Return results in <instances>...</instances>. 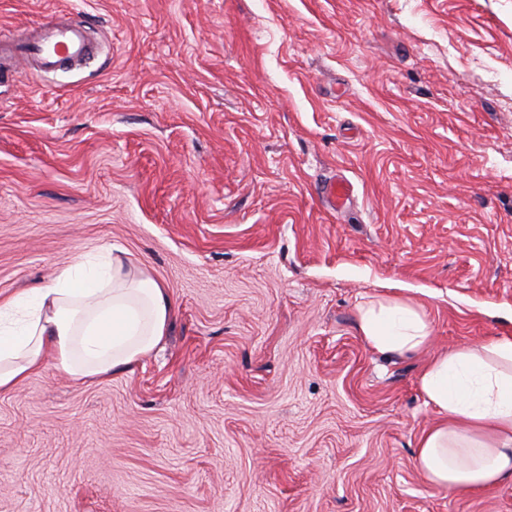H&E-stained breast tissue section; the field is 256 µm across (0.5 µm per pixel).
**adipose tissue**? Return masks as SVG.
Segmentation results:
<instances>
[{
  "mask_svg": "<svg viewBox=\"0 0 512 512\" xmlns=\"http://www.w3.org/2000/svg\"><path fill=\"white\" fill-rule=\"evenodd\" d=\"M173 315L166 288L125 255L83 254L0 299V394L50 365L76 382L129 368L162 346ZM356 323L386 356L415 354L433 341L423 306L410 297L369 298ZM419 386L441 416L415 456L427 479L451 491L512 483V336L435 353Z\"/></svg>",
  "mask_w": 512,
  "mask_h": 512,
  "instance_id": "1",
  "label": "adipose tissue"
}]
</instances>
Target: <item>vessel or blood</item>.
I'll use <instances>...</instances> for the list:
<instances>
[{
    "instance_id": "1",
    "label": "vessel or blood",
    "mask_w": 512,
    "mask_h": 512,
    "mask_svg": "<svg viewBox=\"0 0 512 512\" xmlns=\"http://www.w3.org/2000/svg\"><path fill=\"white\" fill-rule=\"evenodd\" d=\"M16 50L30 57L40 72L60 70L74 63L89 62L99 52L84 27L58 20L38 24L29 38L17 45L9 40L0 39L1 56Z\"/></svg>"
}]
</instances>
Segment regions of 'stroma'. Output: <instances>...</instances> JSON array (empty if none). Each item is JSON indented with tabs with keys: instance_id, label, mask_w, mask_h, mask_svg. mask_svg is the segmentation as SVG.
Returning a JSON list of instances; mask_svg holds the SVG:
<instances>
[{
	"instance_id": "obj_1",
	"label": "stroma",
	"mask_w": 512,
	"mask_h": 512,
	"mask_svg": "<svg viewBox=\"0 0 512 512\" xmlns=\"http://www.w3.org/2000/svg\"><path fill=\"white\" fill-rule=\"evenodd\" d=\"M62 14L103 48L0 81V297L112 248L175 314L0 394V512H512L425 479L423 359L355 320L391 285L436 348L512 336V0H0V36Z\"/></svg>"
}]
</instances>
